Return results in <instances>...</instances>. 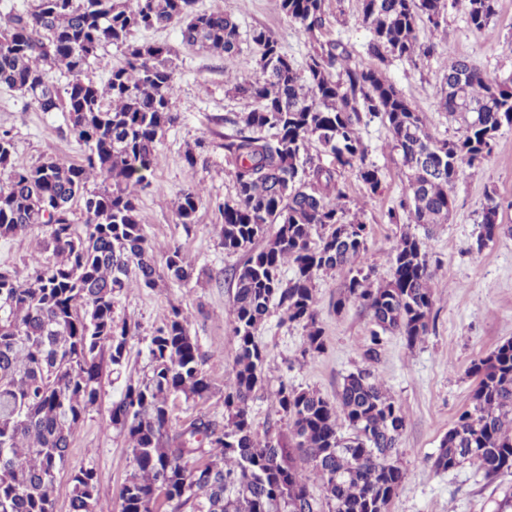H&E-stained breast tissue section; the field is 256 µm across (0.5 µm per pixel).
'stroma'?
Segmentation results:
<instances>
[{"mask_svg":"<svg viewBox=\"0 0 512 512\" xmlns=\"http://www.w3.org/2000/svg\"><path fill=\"white\" fill-rule=\"evenodd\" d=\"M195 7L221 10L236 20L240 53L235 61L185 44L176 26L135 35L136 41L171 48L176 63L172 109L178 115L160 138L152 171L138 197L142 232L155 250L180 247L193 276L186 282L166 278L153 289L133 286L114 293L115 321L132 328L127 360L120 373L103 381L96 408L79 424L57 477L56 512H69L70 475L82 468L94 471L105 512H120L118 491L135 464L126 435L109 425L110 409L128 381L149 373L150 339L171 308H181L188 316L189 334L204 356L202 369L211 383L208 398L188 399L181 393L171 398L172 426L186 424L202 412L224 411V386L236 353L231 315L235 286L228 273L243 256L225 252L216 205L235 193L233 166L224 156V118L249 111L252 103L232 92L228 75H254L258 49L250 38L252 30H268L299 66L314 46L329 40L347 45L360 65L373 63L366 53L370 32L362 21L360 0H326V26L313 36L282 14L277 0H196ZM416 34L419 41L436 43L439 53L466 58L497 80L512 78V0H498L497 15L487 30L470 27L463 9L452 6L439 29L422 24ZM381 71L424 116L432 137H459L458 120L439 106L444 69L438 60L417 67L394 60ZM0 130L11 132L13 163L19 167H31L49 157L77 162L84 153L70 136L63 113L39 111L19 93L4 88H0ZM362 136L380 170L381 184L371 194L355 173L343 176L346 205L357 209L369 230L359 266L369 273L371 284L388 282L396 241L405 233L424 236L434 274L429 331L411 346L399 333L383 334L379 361L366 364L363 349L373 328L369 313L357 303L337 309L346 272L319 274L315 308L326 343L322 353L303 356L304 327L283 321L277 308L256 334L265 359L262 382L250 402L254 428L274 438L289 436V420L270 399L281 382L317 391L333 402L346 376L370 368L407 415L406 429L393 454L407 479L388 512H494L512 479L488 478L467 463L441 471L434 468L433 458L443 436L470 402L474 381L467 369L471 362L512 339V127L501 128L479 168L462 169L452 190L455 206L448 222L434 225L427 233L397 207L407 179L385 123L378 119L368 123ZM189 150L196 155L192 166L184 159ZM195 186L205 188L207 201L197 211L194 224L186 227L180 224L172 202L181 191ZM491 197L499 205L503 231L479 249L475 240L480 214ZM42 241L43 233L37 228L0 238V268L26 280L28 260L41 251Z\"/></svg>","mask_w":512,"mask_h":512,"instance_id":"obj_1","label":"stroma"}]
</instances>
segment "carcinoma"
Here are the masks:
<instances>
[{
    "label": "carcinoma",
    "instance_id": "cac0c4a2",
    "mask_svg": "<svg viewBox=\"0 0 512 512\" xmlns=\"http://www.w3.org/2000/svg\"><path fill=\"white\" fill-rule=\"evenodd\" d=\"M468 24L487 29L498 0H463ZM325 0H279L281 12L313 36L325 28ZM445 0H361L371 32L370 56L413 65L437 55L421 43V23L437 28ZM180 27L186 43L228 61L240 52L238 25L222 11H198L195 0H35L25 13L0 19V86L42 112H62L71 134L87 147L82 161L48 158L29 168L12 162L14 143L0 133V238L44 229L47 258L29 260L24 282L0 272V512H55V483L83 416L97 405L102 366L120 369L131 328L112 316V294L131 283L154 288L159 275L139 220L137 200L152 169L156 145L178 116L172 111L174 66L170 49L135 42L141 29ZM256 65L262 78L234 76L247 112L224 117V156L234 166L235 195L218 205L224 251L242 252L234 269L233 333L237 354L224 391V422L205 413L178 429L170 425V398H205L210 383L188 317L172 308L149 345L152 374L126 384L112 403L110 426L123 431L135 469L119 491L121 512H154L164 489L171 512H323L309 491L326 490L329 512H388L406 478L392 451L406 428L402 406L387 396L370 370L349 374L334 405L316 391L282 384L273 402L292 424L284 444L253 429L249 402L262 381L264 352L256 332L274 304L307 331L304 353L324 350L315 308L314 279L342 269L365 247L367 225L348 219L341 183L351 170L376 193L380 171L369 159L364 120L383 119L392 148L409 171L397 207L416 224H443L454 207L452 188L463 166L478 167L496 133L512 126V85L458 58L445 66L440 105L465 114L455 141L436 140L396 86L371 67L353 62L339 41L319 44L299 69L266 30L256 29ZM124 49L125 62L107 82L84 79L107 46ZM69 77L58 89L46 68ZM334 159L331 167L310 154ZM101 179L91 189L90 180ZM206 201L198 186L178 195L180 223L195 222ZM82 205L85 224L70 219ZM274 234L266 248L256 240ZM498 205L482 211L477 248L499 234ZM170 279L192 276L181 250L168 247ZM294 275L283 276V265ZM392 276L379 288L357 274L345 284L336 310L358 302L375 329L363 357L380 356V332L397 331L412 346L428 332L433 273L425 242L404 233L391 254ZM475 380L470 407L442 438L433 461L447 471L469 463L491 477L512 476V340L467 370ZM352 430L344 439L342 425ZM206 460L194 479L188 462ZM310 466L305 470L302 464ZM70 512H103L91 469L71 474Z\"/></svg>",
    "mask_w": 512,
    "mask_h": 512
}]
</instances>
